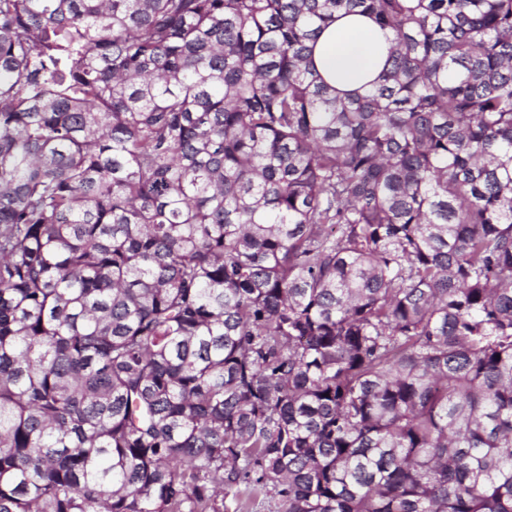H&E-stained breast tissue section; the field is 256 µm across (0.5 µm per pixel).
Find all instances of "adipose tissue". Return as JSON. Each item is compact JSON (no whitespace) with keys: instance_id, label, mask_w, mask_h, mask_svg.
<instances>
[{"instance_id":"adipose-tissue-1","label":"adipose tissue","mask_w":512,"mask_h":512,"mask_svg":"<svg viewBox=\"0 0 512 512\" xmlns=\"http://www.w3.org/2000/svg\"><path fill=\"white\" fill-rule=\"evenodd\" d=\"M392 36L370 18L346 15L326 28L313 47V62L337 91L353 93L381 73Z\"/></svg>"}]
</instances>
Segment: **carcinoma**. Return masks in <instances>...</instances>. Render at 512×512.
<instances>
[{
  "label": "carcinoma",
  "mask_w": 512,
  "mask_h": 512,
  "mask_svg": "<svg viewBox=\"0 0 512 512\" xmlns=\"http://www.w3.org/2000/svg\"><path fill=\"white\" fill-rule=\"evenodd\" d=\"M266 502L512 512V0H0V512ZM392 35L370 18L346 15L326 28L313 47V62L321 76L341 93L362 92L381 73Z\"/></svg>",
  "instance_id": "1"
}]
</instances>
